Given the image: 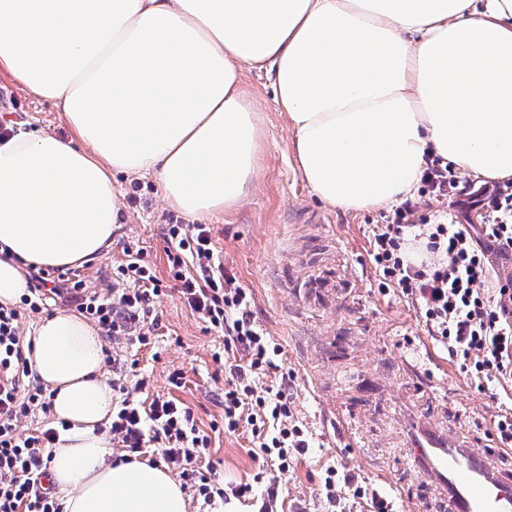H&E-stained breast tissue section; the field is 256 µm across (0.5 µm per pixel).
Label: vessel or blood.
I'll list each match as a JSON object with an SVG mask.
<instances>
[{
    "instance_id": "vessel-or-blood-1",
    "label": "vessel or blood",
    "mask_w": 512,
    "mask_h": 512,
    "mask_svg": "<svg viewBox=\"0 0 512 512\" xmlns=\"http://www.w3.org/2000/svg\"><path fill=\"white\" fill-rule=\"evenodd\" d=\"M299 283L304 303L336 300L332 275H307ZM402 441L423 512H512V461L480 447L447 408L409 419Z\"/></svg>"
}]
</instances>
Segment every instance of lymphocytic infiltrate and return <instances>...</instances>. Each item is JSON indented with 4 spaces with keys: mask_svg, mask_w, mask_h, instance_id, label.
<instances>
[{
    "mask_svg": "<svg viewBox=\"0 0 512 512\" xmlns=\"http://www.w3.org/2000/svg\"><path fill=\"white\" fill-rule=\"evenodd\" d=\"M418 194L452 204L476 199L482 222L464 224L452 214L434 220L419 213L416 200L404 201L372 231L370 256L380 285L419 304L430 335L447 346L450 360L478 391L511 387L512 276L500 277L494 259H512V183L462 182L435 157L427 162ZM165 238L167 278L129 249L116 268L120 288L101 296L77 283L71 303L105 335L145 347L157 324L156 301L175 287L193 315L224 335V353L231 358L224 385L225 432L247 428L254 456L288 471L307 450L309 436L282 391L260 384L276 369L280 344L257 324L251 292L216 255L211 225L170 224ZM19 317L17 308L0 307V512H63L55 494L41 485L58 430L19 428L21 416L51 406L42 389L20 391L33 370ZM112 389L121 400L112 408L110 431L127 455L160 447L163 462L211 499L213 490L201 471L210 440L193 410L172 396L131 398L117 381Z\"/></svg>",
    "mask_w": 512,
    "mask_h": 512,
    "instance_id": "obj_1",
    "label": "lymphocytic infiltrate"
}]
</instances>
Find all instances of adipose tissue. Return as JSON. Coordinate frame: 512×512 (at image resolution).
<instances>
[{
    "mask_svg": "<svg viewBox=\"0 0 512 512\" xmlns=\"http://www.w3.org/2000/svg\"><path fill=\"white\" fill-rule=\"evenodd\" d=\"M245 67L272 72L296 167L329 207L414 197L431 154L512 180V0H0V72L70 130L0 137V306L25 293L24 265L111 248L116 176H157L190 219L233 210L260 155ZM31 345L68 425L49 463L63 512H187L168 467L112 457L98 331L57 312Z\"/></svg>",
    "mask_w": 512,
    "mask_h": 512,
    "instance_id": "adipose-tissue-1",
    "label": "adipose tissue"
}]
</instances>
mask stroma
<instances>
[{
  "label": "stroma",
  "instance_id": "35a3bbf8",
  "mask_svg": "<svg viewBox=\"0 0 512 512\" xmlns=\"http://www.w3.org/2000/svg\"><path fill=\"white\" fill-rule=\"evenodd\" d=\"M241 87L262 116L261 161L243 201L209 222L225 267L253 296L257 323L283 349L288 382L275 373L265 382L281 385L307 428V453L283 474L253 459L248 431L223 432L225 373L216 356L224 351V338L207 330L176 290H167L156 303L159 324L153 344L140 348L120 336L104 338L103 346L117 365L135 360L124 377L125 386L135 387L141 380L149 393H175L207 432L209 453L217 464L214 483L228 495L207 502L188 491L189 512H259L264 491L272 485L278 490L276 512H376L373 498L384 496L388 486L411 483L400 439L404 416L430 409L442 396L461 426L484 434L495 415L512 408V391L478 392L450 362L446 347L429 335L418 304L396 290L379 288L370 239L374 225L383 221V210L344 212L321 203L296 172L289 150L291 132L275 101L270 74L243 69ZM0 120L12 122L17 130L69 134L53 104L34 99L2 74ZM117 183L126 222L111 250L73 268L50 269V276L74 277L87 291L110 295L113 268L124 260L128 247L141 250L158 272L166 271L164 227L184 223V216L163 203L154 177H121ZM313 221L324 225V237H313ZM328 248L336 255L337 277L359 276L361 291H346L333 310L303 304L281 291V282L292 271L303 267L320 272ZM410 345L428 356L435 369L433 386L422 392L393 368L396 357ZM175 370L184 374L177 390L168 381ZM329 403L356 416L364 447L349 446L343 434L326 426L323 408ZM329 465L353 476V485L337 484L335 494H327L320 476ZM240 483L252 484V499L231 496V488Z\"/></svg>",
  "mask_w": 512,
  "mask_h": 512
}]
</instances>
